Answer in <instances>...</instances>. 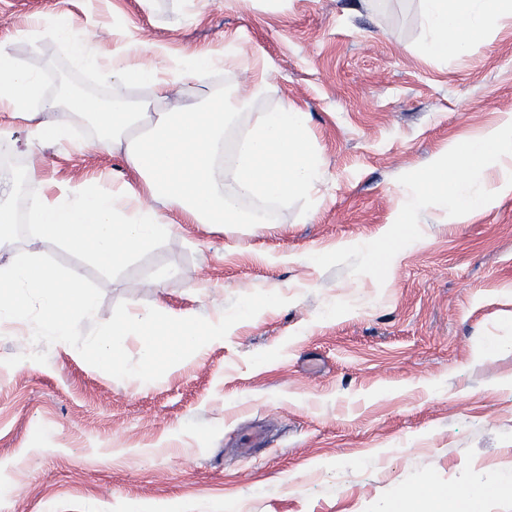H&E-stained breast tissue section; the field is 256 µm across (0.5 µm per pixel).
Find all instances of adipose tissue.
I'll list each match as a JSON object with an SVG mask.
<instances>
[{"instance_id":"adipose-tissue-1","label":"adipose tissue","mask_w":512,"mask_h":512,"mask_svg":"<svg viewBox=\"0 0 512 512\" xmlns=\"http://www.w3.org/2000/svg\"><path fill=\"white\" fill-rule=\"evenodd\" d=\"M426 49L438 58L467 54L476 37L512 21V0H420ZM55 35L75 59L100 70L113 83H136L149 97L130 106L122 94L108 104L83 99L62 105L41 92V78L0 45V118L27 125L32 144L59 143L69 133L68 114H86L101 134L95 145L121 153L127 175L99 177L59 187L50 194L40 167L22 180L0 179V324L15 328L16 338L54 337L70 346L76 316L91 315L95 298L78 270H59L42 255L14 256L13 202L25 195L34 237L62 243L106 271L122 268L135 255L152 249L180 224L266 226L261 206L285 205L297 198L316 200L323 178L322 159L309 138L310 114L289 105L272 112L247 111L232 92L199 97L198 87L215 72L243 67L253 74L251 97L267 88L270 62L264 55L228 45L221 50L190 49L170 56L158 44H146L127 27L112 29V54L101 58L74 31L72 16L61 11ZM155 57L142 63L144 53ZM187 103L167 111L171 93ZM512 195V113L486 128L479 138H455L428 166L407 179L392 214L396 224L413 225L423 210L443 222L468 224ZM161 200L162 209L142 205L144 197ZM421 230L409 234L419 241ZM223 321L201 323L191 310L138 312L103 327L85 344L94 363L120 374V347L140 337L149 354L145 375L175 367L205 340L220 335Z\"/></svg>"}]
</instances>
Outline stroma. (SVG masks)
Wrapping results in <instances>:
<instances>
[{
    "label": "stroma",
    "mask_w": 512,
    "mask_h": 512,
    "mask_svg": "<svg viewBox=\"0 0 512 512\" xmlns=\"http://www.w3.org/2000/svg\"><path fill=\"white\" fill-rule=\"evenodd\" d=\"M71 13L103 54L128 26L171 55L223 48L273 61L270 90L250 111L310 112L323 160V201L272 206L258 230L181 224L105 273L56 241L32 236L15 209L19 253L79 269L96 297L71 347L0 334V507L5 512H456L481 485L486 512H512V195L470 224L420 219L415 247L387 273L379 243L405 173L454 136L512 113V25L467 55L424 50L419 0H0V41L42 76L98 92L102 73L77 63L52 31L24 21ZM67 142L25 150L20 168L78 184L122 172L96 128L72 117ZM223 315V336L178 369L143 382L128 337L114 374L80 352L133 308Z\"/></svg>",
    "instance_id": "1"
}]
</instances>
